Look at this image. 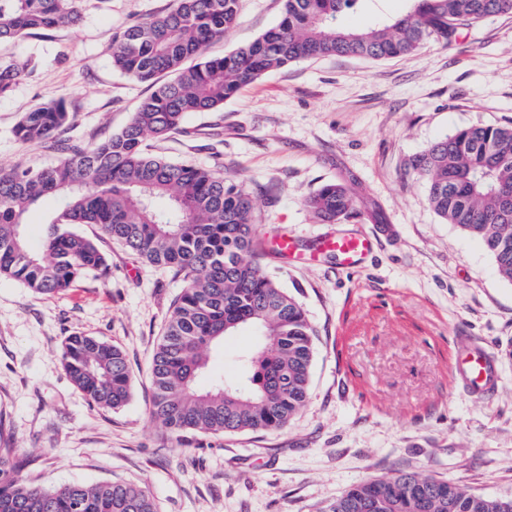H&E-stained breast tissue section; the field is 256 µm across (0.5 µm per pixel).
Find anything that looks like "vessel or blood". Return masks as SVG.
Returning a JSON list of instances; mask_svg holds the SVG:
<instances>
[{
    "mask_svg": "<svg viewBox=\"0 0 512 512\" xmlns=\"http://www.w3.org/2000/svg\"><path fill=\"white\" fill-rule=\"evenodd\" d=\"M379 235L373 230L324 234L310 253L299 252L295 239L287 234L268 243L272 254L296 262L313 263L323 254L335 256L347 269H359L365 258L373 252ZM455 386L469 396H488L498 387V374L490 353L470 336L456 339V357L453 371Z\"/></svg>",
    "mask_w": 512,
    "mask_h": 512,
    "instance_id": "1",
    "label": "vessel or blood"
}]
</instances>
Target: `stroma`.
Listing matches in <instances>:
<instances>
[{"mask_svg":"<svg viewBox=\"0 0 512 512\" xmlns=\"http://www.w3.org/2000/svg\"><path fill=\"white\" fill-rule=\"evenodd\" d=\"M172 0H84L79 24L0 42V59L33 61L0 97V168L43 167L59 154L16 142L21 112L56 101L73 114L63 140L122 129L150 94L112 66L116 35ZM281 0H242L237 24L205 53L221 57L274 27ZM512 121V16L491 17L455 42H431L407 58L327 56L267 73L218 112L189 114L188 135L155 142L173 162L221 166L259 196L260 231L288 230L307 250L326 225L307 196L351 183L361 204L341 229L391 236L359 271L336 257L309 265L266 260L314 329L309 398L288 426L172 439L149 416L150 365L180 285L170 274L79 225L107 257L67 291L40 295L0 276V430L23 473L39 486L125 482L158 512H326L353 484L395 470L454 482L475 495L512 498V283L476 239L441 223L408 159L472 125ZM76 332L119 346L131 398L118 410L90 406L59 354ZM478 337L495 358L497 395L455 390V339ZM255 341L225 337L199 388L235 379Z\"/></svg>","mask_w":512,"mask_h":512,"instance_id":"stroma-1","label":"stroma"}]
</instances>
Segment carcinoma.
Segmentation results:
<instances>
[{"mask_svg":"<svg viewBox=\"0 0 512 512\" xmlns=\"http://www.w3.org/2000/svg\"><path fill=\"white\" fill-rule=\"evenodd\" d=\"M279 22L222 57H205L224 36L242 0H173L115 37L112 66L153 88L128 123L90 145L58 143L71 113L62 103L33 106L12 129L22 144H44L64 156L41 168L0 169V275L43 295L70 288L83 273L107 270L99 245L74 229L98 226L153 266L183 283L152 359L150 418L175 437L281 429L305 404L313 361L311 325L261 262L260 210L253 192L221 167L166 160L150 141L185 132L186 115L217 112L266 73L303 59L351 55L408 56L428 41L449 45L487 18L512 14V0H408L391 20L350 30L338 17L365 0H282ZM79 0H0V42L74 26ZM32 61L0 62V97ZM408 168L426 182L427 201L445 224L478 238L500 276L512 282V122L474 125L412 156ZM63 199L41 247L29 248L26 212L43 197ZM321 224L358 211L344 182H327L305 200ZM242 328L257 341L242 354L232 382L196 385L211 352ZM61 361L73 384L100 408L116 410L131 395L122 349L96 336L68 337ZM0 512H157L154 499L122 483L42 488L21 474L15 448L0 432ZM327 512H512V498L476 496L417 473L352 485Z\"/></svg>","mask_w":512,"mask_h":512,"instance_id":"1","label":"carcinoma"}]
</instances>
